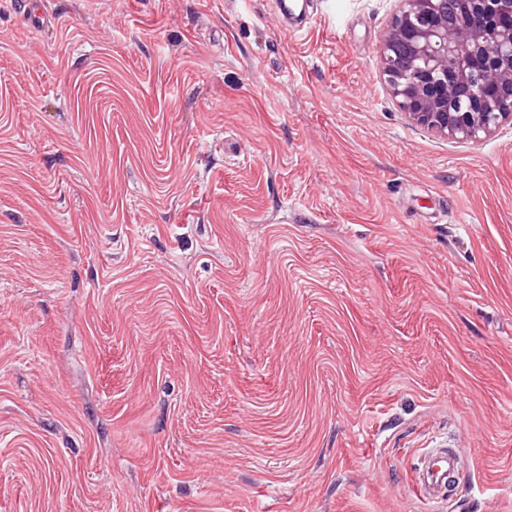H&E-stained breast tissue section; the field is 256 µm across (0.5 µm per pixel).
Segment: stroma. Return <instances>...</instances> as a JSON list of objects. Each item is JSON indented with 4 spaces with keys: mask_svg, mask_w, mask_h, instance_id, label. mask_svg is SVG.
<instances>
[{
    "mask_svg": "<svg viewBox=\"0 0 512 512\" xmlns=\"http://www.w3.org/2000/svg\"><path fill=\"white\" fill-rule=\"evenodd\" d=\"M37 2L0 0V512H512V126L407 118L397 0ZM461 464L457 451L432 448L415 469L414 488L422 498L437 500L443 496L448 480L456 475Z\"/></svg>",
    "mask_w": 512,
    "mask_h": 512,
    "instance_id": "stroma-1",
    "label": "stroma"
}]
</instances>
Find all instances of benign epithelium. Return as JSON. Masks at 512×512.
Returning a JSON list of instances; mask_svg holds the SVG:
<instances>
[{
	"instance_id": "1",
	"label": "benign epithelium",
	"mask_w": 512,
	"mask_h": 512,
	"mask_svg": "<svg viewBox=\"0 0 512 512\" xmlns=\"http://www.w3.org/2000/svg\"><path fill=\"white\" fill-rule=\"evenodd\" d=\"M379 63L428 132L477 139L512 124V0H399Z\"/></svg>"
}]
</instances>
